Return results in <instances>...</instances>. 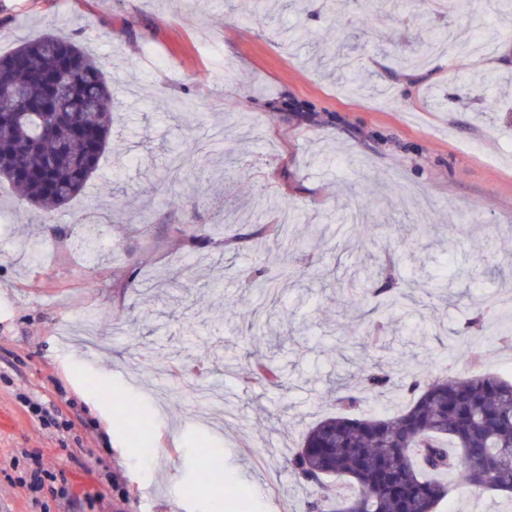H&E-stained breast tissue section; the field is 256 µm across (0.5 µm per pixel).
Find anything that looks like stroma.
Listing matches in <instances>:
<instances>
[{
	"mask_svg": "<svg viewBox=\"0 0 512 512\" xmlns=\"http://www.w3.org/2000/svg\"><path fill=\"white\" fill-rule=\"evenodd\" d=\"M373 0H306L274 19L229 13V0H0V55L45 33L69 36L99 57L112 82L111 151L67 206L30 220L32 208L0 182L11 238L34 255L0 258V512H212L215 496L194 444L224 451L226 512H307L313 487L288 465L303 432L333 412L328 383L376 361L401 382L422 362L471 373L448 354L449 339L481 346L482 367L512 379V345L471 329L487 296L512 292V6L480 0L456 17L433 0H401L375 27ZM280 28L307 31L281 45ZM454 32L462 41L497 34L485 58L414 55ZM493 72L494 82L472 75ZM202 104L181 136L158 100ZM224 133L223 153L200 158L163 191L161 155L188 152ZM122 191L125 212L100 207L97 186ZM286 196L307 244L303 273L273 320L252 322L255 273L275 275L286 253L249 240L274 224ZM377 199L362 239L343 211ZM98 227L97 253L80 249L81 227ZM219 243L189 250L192 228ZM232 240L224 249L223 240ZM413 250L405 277L420 285L416 312L385 318L391 348H362L374 301L370 282L337 305L324 271L349 277L388 240ZM494 274L474 282L472 258ZM428 318L435 339L412 342ZM257 348L282 370L284 388L250 377ZM114 391L102 400L81 375ZM52 407L43 424L33 404ZM154 453L130 444L142 423ZM50 472L28 485L33 459ZM438 512H512V501L450 476Z\"/></svg>",
	"mask_w": 512,
	"mask_h": 512,
	"instance_id": "stroma-1",
	"label": "stroma"
}]
</instances>
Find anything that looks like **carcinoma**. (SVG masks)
<instances>
[{
	"instance_id": "cac0c4a2",
	"label": "carcinoma",
	"mask_w": 512,
	"mask_h": 512,
	"mask_svg": "<svg viewBox=\"0 0 512 512\" xmlns=\"http://www.w3.org/2000/svg\"><path fill=\"white\" fill-rule=\"evenodd\" d=\"M53 74L64 76L69 94L42 113L48 135L36 144L37 127L13 118L20 107L13 90L36 106L51 94L44 78ZM111 100L112 83L101 64L70 37L43 34L1 55L0 180L37 205L70 202L107 149ZM398 264L394 256L376 271L384 286L369 291L375 301L371 312L404 311L409 295L399 289L405 279L399 278ZM299 277L293 260L286 259L278 277L258 285L259 294L273 299ZM254 373L281 386L277 371L259 360ZM365 392L408 393L411 400L393 414L356 417L352 412ZM331 393L336 412L307 430L288 465L307 483L322 487L334 478L345 492L322 495L309 512H436L448 483L429 475L451 476L460 463L470 484L512 493V381L491 373L461 378L428 370L397 385L389 365L380 361L354 387L337 379ZM203 454L213 481L224 482V449L205 444Z\"/></svg>"
}]
</instances>
